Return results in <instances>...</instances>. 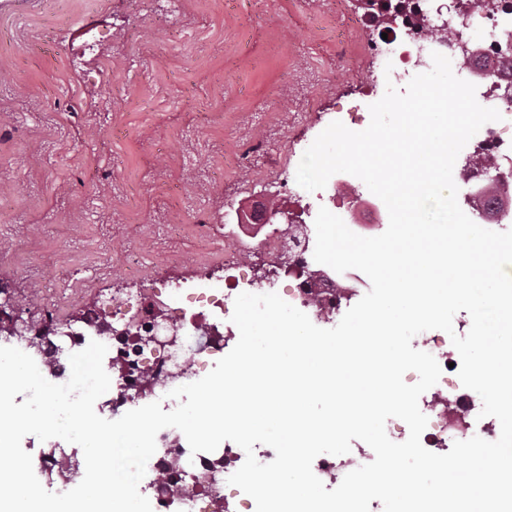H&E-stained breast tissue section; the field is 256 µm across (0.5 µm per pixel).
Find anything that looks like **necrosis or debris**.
<instances>
[{
  "label": "necrosis or debris",
  "instance_id": "necrosis-or-debris-1",
  "mask_svg": "<svg viewBox=\"0 0 512 512\" xmlns=\"http://www.w3.org/2000/svg\"><path fill=\"white\" fill-rule=\"evenodd\" d=\"M443 23L454 37L440 44L428 28ZM355 27L363 36V53L379 67L389 68L390 79L403 83L430 66L422 50L443 45L461 79L475 85L479 104L500 112V120L483 125L471 140L473 150L494 159L499 178L487 190L481 168L468 171L462 181L472 185L474 193L463 204L475 223L511 224L512 72L501 66L512 63V50L503 40L505 32L512 31V0H497L491 13L474 11L470 0H375L370 9L357 11ZM476 30L482 34L480 46L463 54L461 45ZM237 244L239 250L263 256L267 277L257 278L247 261L210 250L201 253L200 273L191 284L178 280L167 285L150 278L137 288L102 291L99 315L110 320L111 330L91 336L72 332L67 296L59 291L36 311L41 323L65 338L69 352L83 350L93 339L107 345L111 387L97 404L100 413L117 419L131 406L155 401L162 402L164 410L174 409L177 402L170 391L204 377L237 343L239 331L231 316L240 293L278 292L324 329L335 327L352 302L365 294L352 284L349 273L314 260L315 239L304 234L302 225L276 226L260 239L241 238ZM217 264L224 267L220 281L206 274ZM450 336L428 330L412 341L413 348L433 355L442 369L438 383L419 398L428 418L421 443L436 454L447 453L457 440L478 436L493 441L500 435L496 418L480 417L479 395L462 386L456 368L460 357ZM188 357L193 367H185ZM148 377L153 385L146 390L142 383ZM373 459V450L356 440L347 454L319 455L313 471L332 489L348 472ZM244 460V450L231 441L211 453H191L180 430L165 428L156 436V452L139 490L154 512H255L253 499L227 482Z\"/></svg>",
  "mask_w": 512,
  "mask_h": 512
}]
</instances>
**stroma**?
I'll list each match as a JSON object with an SVG mask.
<instances>
[{"instance_id": "35a3bbf8", "label": "stroma", "mask_w": 512, "mask_h": 512, "mask_svg": "<svg viewBox=\"0 0 512 512\" xmlns=\"http://www.w3.org/2000/svg\"><path fill=\"white\" fill-rule=\"evenodd\" d=\"M0 0V284L19 310L197 271L189 205L236 221L273 157L370 122L361 37L329 0Z\"/></svg>"}]
</instances>
